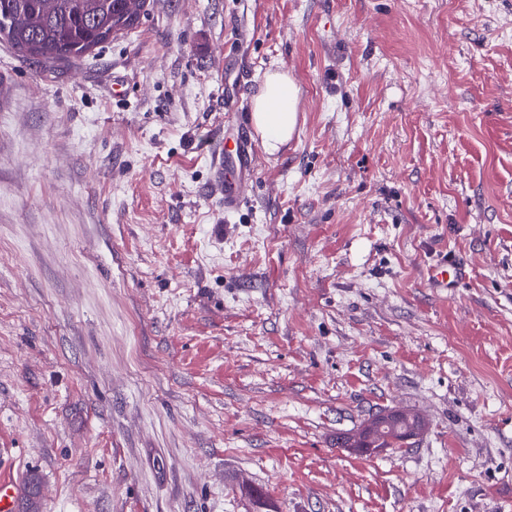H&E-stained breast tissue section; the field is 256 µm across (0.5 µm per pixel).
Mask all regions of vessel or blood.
I'll list each match as a JSON object with an SVG mask.
<instances>
[{"instance_id": "vessel-or-blood-1", "label": "vessel or blood", "mask_w": 512, "mask_h": 512, "mask_svg": "<svg viewBox=\"0 0 512 512\" xmlns=\"http://www.w3.org/2000/svg\"><path fill=\"white\" fill-rule=\"evenodd\" d=\"M257 151L246 133H225L224 149L215 162L216 182L224 197L225 211L236 210L249 196L256 174ZM465 276L464 267L453 258L441 256L427 273L435 288L454 292Z\"/></svg>"}]
</instances>
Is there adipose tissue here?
Listing matches in <instances>:
<instances>
[{
  "label": "adipose tissue",
  "mask_w": 512,
  "mask_h": 512,
  "mask_svg": "<svg viewBox=\"0 0 512 512\" xmlns=\"http://www.w3.org/2000/svg\"><path fill=\"white\" fill-rule=\"evenodd\" d=\"M299 88L286 72L267 71L253 98L252 121L269 152L278 151L297 125Z\"/></svg>",
  "instance_id": "ef3b65f1"
}]
</instances>
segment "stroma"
<instances>
[{
  "instance_id": "1",
  "label": "stroma",
  "mask_w": 512,
  "mask_h": 512,
  "mask_svg": "<svg viewBox=\"0 0 512 512\" xmlns=\"http://www.w3.org/2000/svg\"><path fill=\"white\" fill-rule=\"evenodd\" d=\"M270 69L297 127L228 214ZM0 73V469L39 512H512V0H150ZM382 409L426 427L337 447ZM257 151L244 131L224 132V149L215 162L216 182L224 196V211L236 210L249 196L256 174ZM464 276L465 269L456 258L442 255L429 268L427 281L433 288H445L447 293H452Z\"/></svg>"
}]
</instances>
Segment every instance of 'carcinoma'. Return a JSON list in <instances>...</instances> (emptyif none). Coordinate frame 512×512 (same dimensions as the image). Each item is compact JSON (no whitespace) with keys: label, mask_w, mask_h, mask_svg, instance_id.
Returning <instances> with one entry per match:
<instances>
[{"label":"carcinoma","mask_w":512,"mask_h":512,"mask_svg":"<svg viewBox=\"0 0 512 512\" xmlns=\"http://www.w3.org/2000/svg\"><path fill=\"white\" fill-rule=\"evenodd\" d=\"M147 0H0V37L19 56L45 64L82 58L132 29ZM421 432L416 414L398 411L377 429L366 425L355 436L340 435L336 445L368 452L406 441L407 431Z\"/></svg>","instance_id":"obj_1"}]
</instances>
